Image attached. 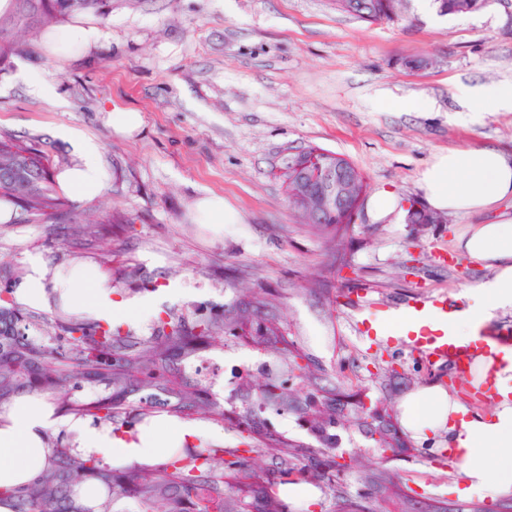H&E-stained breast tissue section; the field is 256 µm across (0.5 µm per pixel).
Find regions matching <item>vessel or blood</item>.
<instances>
[{
    "label": "vessel or blood",
    "mask_w": 512,
    "mask_h": 512,
    "mask_svg": "<svg viewBox=\"0 0 512 512\" xmlns=\"http://www.w3.org/2000/svg\"><path fill=\"white\" fill-rule=\"evenodd\" d=\"M360 313L355 323V331L361 340L370 345H388L389 340L373 326L365 314L366 302H359ZM389 313L401 314L406 321L418 323L419 328L407 332L400 345L411 355L421 357L428 364L448 365L454 375L461 380H470L471 365L474 360L488 352L491 345H505L512 348V327L501 326L493 330L480 329L476 336L462 342L448 331L434 328L437 320L451 319L457 306L449 302L447 296L428 294L401 299L388 305Z\"/></svg>",
    "instance_id": "1"
}]
</instances>
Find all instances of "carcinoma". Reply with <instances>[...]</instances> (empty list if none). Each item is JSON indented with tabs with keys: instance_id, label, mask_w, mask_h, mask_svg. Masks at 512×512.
I'll return each instance as SVG.
<instances>
[{
	"instance_id": "obj_1",
	"label": "carcinoma",
	"mask_w": 512,
	"mask_h": 512,
	"mask_svg": "<svg viewBox=\"0 0 512 512\" xmlns=\"http://www.w3.org/2000/svg\"><path fill=\"white\" fill-rule=\"evenodd\" d=\"M354 3L365 22L401 19L402 0H335ZM57 16L80 10L97 11L103 0H50ZM441 15L479 11L491 0H433ZM11 147L29 150L38 158L41 173L33 186L38 215H54L63 201L50 175V159L39 148L0 139V151ZM102 224H75L71 237L97 243L104 236ZM256 309L266 312L267 322L256 330L255 344L276 355L289 374L308 377L304 356L284 353L287 339L280 328L279 307L263 288L251 291ZM51 311L38 313L17 302L14 290L0 288V410L23 394H46L56 410L92 419L95 423L123 425L134 412L142 421L161 414L183 419L224 420V410L206 396L203 385L178 383L170 375V360L192 362L225 333L252 324L251 313L227 306L210 317L192 320L166 314L158 319L152 336H132L119 326L76 316L54 297ZM258 409L293 410L321 426L334 423L325 408H314L299 399L276 376H270L255 392ZM350 423L369 433L381 453L392 447L384 417L363 404L354 406ZM51 452L43 467L18 487H0V506L11 512H119L125 500L136 512H254L252 494L275 480L302 474L299 464L312 451L280 436L257 433L247 448H175L158 466H112L93 456L71 451L64 437H48ZM270 454L278 460L276 475L268 476L252 465L253 455ZM356 479L386 492L391 484L386 473L355 471ZM91 485L102 490L93 505L84 502L80 490Z\"/></svg>"
}]
</instances>
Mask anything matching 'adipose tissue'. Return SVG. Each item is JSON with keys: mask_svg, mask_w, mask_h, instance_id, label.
<instances>
[{"mask_svg": "<svg viewBox=\"0 0 512 512\" xmlns=\"http://www.w3.org/2000/svg\"><path fill=\"white\" fill-rule=\"evenodd\" d=\"M56 135L79 157L76 166L59 174V183L77 201L95 198L110 180L100 143L75 127L57 129ZM419 183L434 210L494 215L489 223L467 225L455 240L460 254L493 271L491 278L464 289L466 306L448 326L450 333L466 341L497 310L512 307V214L498 209L502 201L512 198V157L488 145L441 150L420 172ZM25 270L15 297L33 309L48 308L49 294L54 291L74 311L108 323L126 314L140 315L145 309L159 310L153 300L114 298L104 275L81 259L50 274L43 257L31 253ZM472 373L476 382L489 376L495 381L499 398L492 414L474 411L460 396L435 385L409 393L401 403L400 419L414 438L442 437L443 448L458 458L462 495L497 498L512 493V352L480 356ZM56 430L72 435L73 452L94 455L116 466L160 463L171 449L194 439L224 438L216 426L174 418L166 426L138 429L128 439L111 426L56 412L47 395H24L0 411V486L19 485L32 478L47 454L45 437Z\"/></svg>", "mask_w": 512, "mask_h": 512, "instance_id": "ef3b65f1", "label": "adipose tissue"}]
</instances>
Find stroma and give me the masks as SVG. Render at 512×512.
<instances>
[{"label": "stroma", "mask_w": 512, "mask_h": 512, "mask_svg": "<svg viewBox=\"0 0 512 512\" xmlns=\"http://www.w3.org/2000/svg\"><path fill=\"white\" fill-rule=\"evenodd\" d=\"M415 24L363 22L336 11L332 0H103L86 13L105 33L101 45L77 55L49 53L43 37L64 26L48 11L21 18L0 13V36L24 41V53L0 56V136L38 145L54 172L77 156L54 137L74 126L97 139L112 180L98 197L66 199L65 220L44 217L0 227V265L23 268L40 253L57 270L72 258L100 262L116 296H144L145 280L187 294L163 303L175 314L209 315L248 305L262 283L280 301L290 350L304 355L313 382L292 381L300 397L315 386L338 387L336 426L322 440L299 413L256 412L260 431L318 449L334 448L359 467L391 473L403 495L380 498L376 487L346 482L353 500L377 501L381 512H471L473 498L453 490L457 468L439 454L437 438L414 439L400 422L410 392L432 384L463 393L444 366H429L402 349L368 348L354 331L355 305L342 293L367 294L372 304L405 295H455L484 268L458 260L456 235L484 224L485 214L435 213L414 224L409 210L428 212L417 178L443 149L493 145L512 156V112H472L464 88L512 82V0L475 12L442 16L431 0H408ZM432 58V68L417 61ZM51 80L63 104L33 95L32 78ZM427 102L401 111L393 101ZM141 112L139 135L126 139L106 122L111 112ZM340 153L364 173L369 194L389 190L401 214L373 220L361 210L343 242L347 265L337 268L325 239L292 210L282 173L289 156L307 146ZM217 193L241 216L216 235L195 223L193 201ZM117 212L102 247L76 248L67 236L99 212ZM447 252L439 262L435 249ZM321 287H311L315 273ZM215 366L211 395L224 407L223 445L239 448L246 412L243 388H257L283 369L270 352L241 338L203 352ZM384 414L395 450L380 454L350 425L352 402Z\"/></svg>", "instance_id": "stroma-1"}]
</instances>
